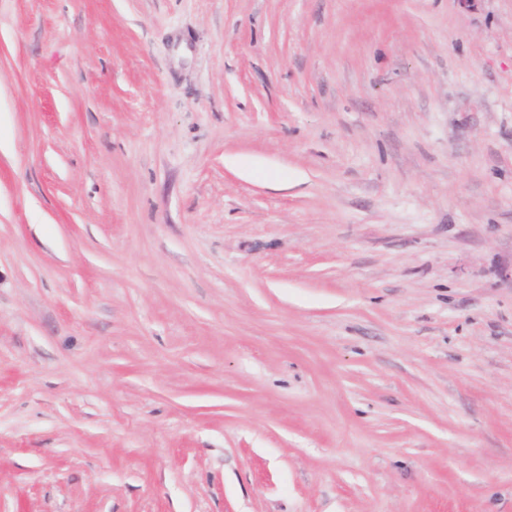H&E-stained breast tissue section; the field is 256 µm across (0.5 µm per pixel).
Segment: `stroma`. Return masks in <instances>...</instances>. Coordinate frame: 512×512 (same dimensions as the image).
Returning a JSON list of instances; mask_svg holds the SVG:
<instances>
[{"mask_svg":"<svg viewBox=\"0 0 512 512\" xmlns=\"http://www.w3.org/2000/svg\"><path fill=\"white\" fill-rule=\"evenodd\" d=\"M0 512H512V0H0Z\"/></svg>","mask_w":512,"mask_h":512,"instance_id":"stroma-1","label":"stroma"}]
</instances>
